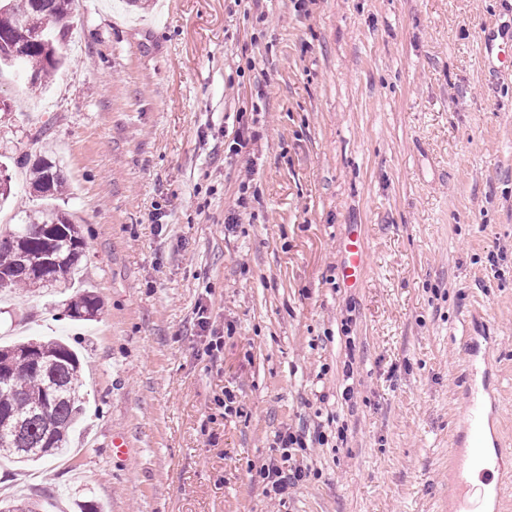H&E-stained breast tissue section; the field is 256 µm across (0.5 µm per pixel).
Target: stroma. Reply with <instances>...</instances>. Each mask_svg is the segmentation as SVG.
I'll return each mask as SVG.
<instances>
[{
    "label": "stroma",
    "instance_id": "1",
    "mask_svg": "<svg viewBox=\"0 0 512 512\" xmlns=\"http://www.w3.org/2000/svg\"><path fill=\"white\" fill-rule=\"evenodd\" d=\"M485 27L511 29L512 0H76L46 89L1 70L0 144L28 164L0 235L54 154L102 308L84 326L45 293L0 297V341L65 336L87 362L71 464L2 462L0 493L46 512L78 491L108 512H448L474 310L512 436V75L489 73ZM288 432L304 477L269 496L257 472ZM345 258L341 267L343 281L348 285L357 284L365 269V250L361 234L353 229L342 243Z\"/></svg>",
    "mask_w": 512,
    "mask_h": 512
}]
</instances>
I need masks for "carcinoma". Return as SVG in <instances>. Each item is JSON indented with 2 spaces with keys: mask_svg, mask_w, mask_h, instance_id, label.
Segmentation results:
<instances>
[{
  "mask_svg": "<svg viewBox=\"0 0 512 512\" xmlns=\"http://www.w3.org/2000/svg\"><path fill=\"white\" fill-rule=\"evenodd\" d=\"M75 0H0V67H18L41 85L63 59L68 19ZM23 22L37 41L18 54L10 51L24 40L16 23ZM65 175L51 158H42L29 173V194L63 196ZM85 248L79 225L54 207L26 213L8 235L0 237V290L51 288L64 294ZM60 261L63 277L36 278L29 268ZM101 310L90 292L66 300L65 315L90 321ZM83 365L77 353L60 339L29 338L0 346V457L27 464L62 455L80 420L85 397L79 391ZM0 512H41L28 498L0 499Z\"/></svg>",
  "mask_w": 512,
  "mask_h": 512,
  "instance_id": "carcinoma-1",
  "label": "carcinoma"
}]
</instances>
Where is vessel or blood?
Here are the masks:
<instances>
[{"label":"vessel or blood","instance_id":"1","mask_svg":"<svg viewBox=\"0 0 512 512\" xmlns=\"http://www.w3.org/2000/svg\"><path fill=\"white\" fill-rule=\"evenodd\" d=\"M482 49L486 60L506 63L507 53L512 50V34L486 35ZM342 247V278L346 284H357L365 269L361 234L349 232ZM464 347L468 355L464 375L468 412L449 451L457 469L451 497L454 512H485L489 499L500 497L503 488L512 485V451L502 442L495 423L492 379L488 372L492 353L489 338L479 327L467 328ZM475 470L491 474V481L471 483L469 475Z\"/></svg>","mask_w":512,"mask_h":512}]
</instances>
